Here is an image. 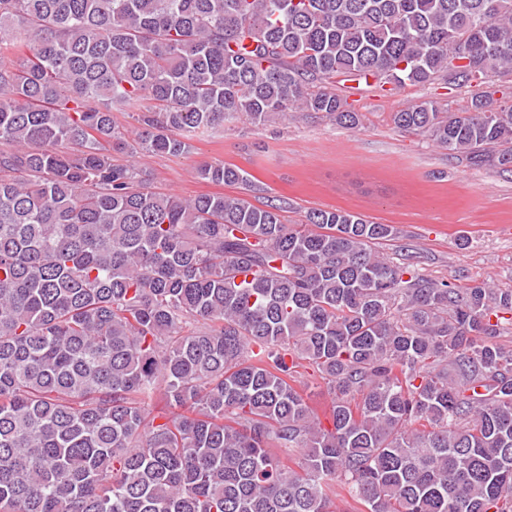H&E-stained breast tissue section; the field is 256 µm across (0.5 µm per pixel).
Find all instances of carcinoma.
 <instances>
[{"label": "carcinoma", "instance_id": "1", "mask_svg": "<svg viewBox=\"0 0 512 512\" xmlns=\"http://www.w3.org/2000/svg\"><path fill=\"white\" fill-rule=\"evenodd\" d=\"M504 73L512 0H0V512H512L511 288L387 260L391 224L160 195L112 159L240 116L355 128L340 76ZM392 120L512 173V103Z\"/></svg>", "mask_w": 512, "mask_h": 512}]
</instances>
